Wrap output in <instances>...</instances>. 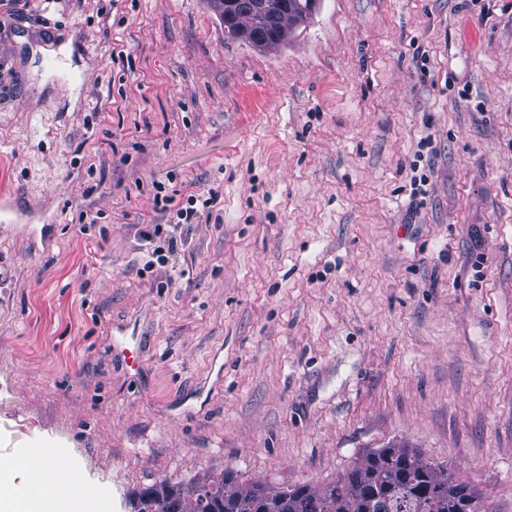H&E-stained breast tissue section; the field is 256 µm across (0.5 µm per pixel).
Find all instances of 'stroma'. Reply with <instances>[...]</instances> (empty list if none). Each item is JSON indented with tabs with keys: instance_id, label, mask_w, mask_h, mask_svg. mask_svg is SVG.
<instances>
[{
	"instance_id": "35a3bbf8",
	"label": "stroma",
	"mask_w": 512,
	"mask_h": 512,
	"mask_svg": "<svg viewBox=\"0 0 512 512\" xmlns=\"http://www.w3.org/2000/svg\"><path fill=\"white\" fill-rule=\"evenodd\" d=\"M212 193L145 268L139 226ZM390 445L512 512V0H321L273 50L213 0L13 5L0 458L78 461L89 512H132L163 479L322 486Z\"/></svg>"
}]
</instances>
